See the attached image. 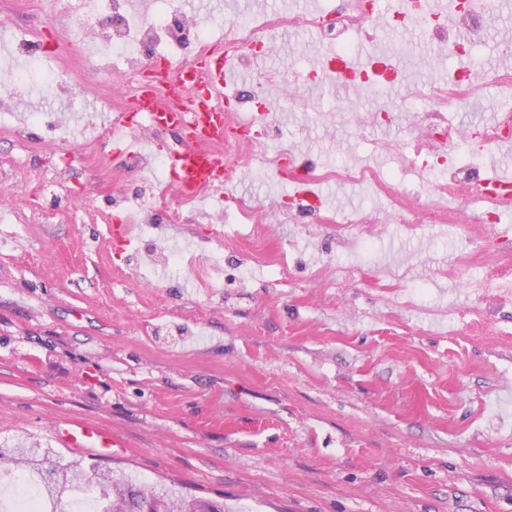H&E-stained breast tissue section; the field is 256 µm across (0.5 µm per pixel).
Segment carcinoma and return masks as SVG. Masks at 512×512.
Wrapping results in <instances>:
<instances>
[{"instance_id": "cac0c4a2", "label": "carcinoma", "mask_w": 512, "mask_h": 512, "mask_svg": "<svg viewBox=\"0 0 512 512\" xmlns=\"http://www.w3.org/2000/svg\"><path fill=\"white\" fill-rule=\"evenodd\" d=\"M7 464L38 476L36 489L52 506L50 512H60L59 503L81 496L92 499L93 512H148L152 499L161 495L169 502V512H183L192 498L162 482L144 483L130 476L115 479L96 464L88 471L80 459L63 464L53 449L32 437H19L13 447L0 448V470Z\"/></svg>"}]
</instances>
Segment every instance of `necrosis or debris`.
Returning a JSON list of instances; mask_svg holds the SVG:
<instances>
[{
    "label": "necrosis or debris",
    "mask_w": 512,
    "mask_h": 512,
    "mask_svg": "<svg viewBox=\"0 0 512 512\" xmlns=\"http://www.w3.org/2000/svg\"><path fill=\"white\" fill-rule=\"evenodd\" d=\"M495 0H480L478 7L455 9L447 24L433 26L432 34L441 47L443 57L466 54V47L450 41L447 27L464 28L471 34V44L480 43L485 34V20L493 11ZM61 13L67 17V29L77 41L95 46V68L112 66L128 83L138 84L150 77L154 63H177L187 67L198 57L208 54L215 45H223L225 53L241 58L252 56L262 34L291 27L295 19L280 12H271L247 20H229L224 34L214 37L211 23L201 17L188 15L182 0H160L153 15L134 10L130 0H61ZM321 40L336 43L340 51H347L350 40L368 42L378 37L381 20L369 5L355 0L344 12H323L305 20ZM42 55L41 41L29 36L15 43L12 60L20 67L15 76L38 94L53 96L62 92L66 84L54 72H33ZM474 86L464 77L456 76L434 84L426 98L431 105L423 121L410 131L409 146L414 155H433L436 162L435 178L423 179L419 190L413 191L394 176L381 170L351 166H323L301 159L293 143L280 141L270 145L257 139L248 144V161L267 174H288L294 179L315 183H367L387 202L389 210L401 219L405 234H413L421 223L444 224L449 230L466 231L470 249L461 253L442 271L448 279L457 278L467 268L491 267L512 270V242L492 236L491 224L500 214L499 192L485 188L484 175L478 160L495 148L501 135L493 126L465 130L453 123L450 114L459 100L473 97ZM463 195L474 210L468 218L448 209L447 198ZM110 211L126 215L128 223L141 230H154L163 216L154 197L137 200L127 196L112 198ZM278 222L295 224H327L336 231L338 242L355 239L367 224L366 214L355 212L330 213L300 204L279 210ZM503 295L496 282L485 283L475 291L465 311L469 325L484 334L497 330L494 306L500 305Z\"/></svg>",
    "instance_id": "necrosis-or-debris-1"
}]
</instances>
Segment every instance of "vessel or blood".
I'll return each mask as SVG.
<instances>
[{
    "instance_id": "vessel-or-blood-1",
    "label": "vessel or blood",
    "mask_w": 512,
    "mask_h": 512,
    "mask_svg": "<svg viewBox=\"0 0 512 512\" xmlns=\"http://www.w3.org/2000/svg\"><path fill=\"white\" fill-rule=\"evenodd\" d=\"M446 12L442 0H406L401 10L405 17L420 13L433 20ZM242 73V67L218 49L190 68L179 70L175 79L139 85L132 97L134 111L146 117L155 133L179 134L181 147L170 151L168 162L172 181L182 194L199 196L234 179L237 162L223 152L198 149L196 143L201 139L223 141L226 122L237 102L220 101L215 90L239 83ZM52 438L66 448H125L118 435L76 419L53 426Z\"/></svg>"
}]
</instances>
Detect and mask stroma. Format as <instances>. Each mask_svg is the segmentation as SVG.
I'll return each instance as SVG.
<instances>
[{"label":"stroma","mask_w":512,"mask_h":512,"mask_svg":"<svg viewBox=\"0 0 512 512\" xmlns=\"http://www.w3.org/2000/svg\"><path fill=\"white\" fill-rule=\"evenodd\" d=\"M347 0H188L214 21L310 8L340 11ZM15 37L39 32L46 70L88 72L54 101L10 89L45 113L37 134L19 139L0 125V445L31 434L53 447L48 428L78 419L129 445L119 457L61 449L145 482L163 481L218 500L224 512H512V302L496 311L501 340L467 329L456 308L481 285V271L439 277L467 246L437 224L400 232L397 216L363 185L327 183L317 193L335 209H362L383 232L314 248L331 228L314 224H201L171 205L164 232L181 257L176 274H139L107 244L95 204L112 193H143L120 173L129 141L94 124L124 96L110 72L90 73L92 47L55 37L59 0H0ZM274 51L248 62L273 76L259 92L267 112L293 130L298 150L324 164L376 166L415 186L406 162L409 128L428 112L416 88L465 71L482 85L453 113L463 126L488 122L508 100L485 82L512 64V5L493 17L483 42L463 58L438 57L429 32L388 30L359 43L357 59L399 50V90L349 89L312 80L326 54L301 27L265 34ZM390 142L385 153L376 142ZM69 160L71 195L55 198L41 174ZM290 182L240 171L235 193L266 212ZM288 262V271L269 259ZM403 279L385 276V268ZM419 302L406 303L414 286Z\"/></svg>","instance_id":"35a3bbf8"}]
</instances>
